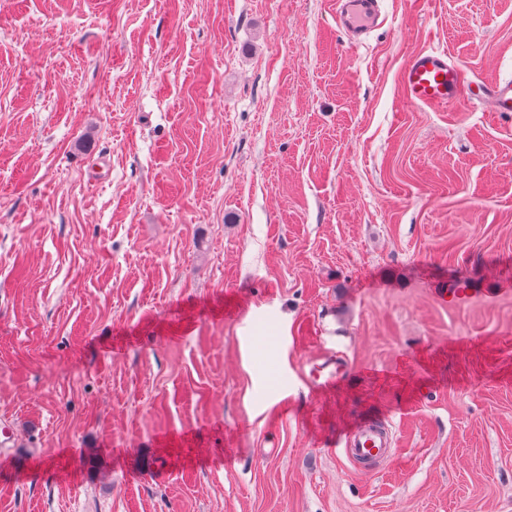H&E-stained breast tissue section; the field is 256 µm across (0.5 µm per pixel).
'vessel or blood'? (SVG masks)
Returning <instances> with one entry per match:
<instances>
[{
	"instance_id": "vessel-or-blood-1",
	"label": "vessel or blood",
	"mask_w": 512,
	"mask_h": 512,
	"mask_svg": "<svg viewBox=\"0 0 512 512\" xmlns=\"http://www.w3.org/2000/svg\"><path fill=\"white\" fill-rule=\"evenodd\" d=\"M379 0H336V21L352 39H360L375 24ZM401 84L409 100L418 105L450 104L465 94L463 70L446 52L425 50L413 54L401 72ZM479 103L492 112L512 114V77L482 84ZM351 370L344 359H337L332 369L311 370L307 382L315 389L327 387ZM389 441L373 425L358 428L345 444L352 458L381 459L388 454Z\"/></svg>"
}]
</instances>
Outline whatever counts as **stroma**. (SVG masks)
<instances>
[{
	"mask_svg": "<svg viewBox=\"0 0 512 512\" xmlns=\"http://www.w3.org/2000/svg\"><path fill=\"white\" fill-rule=\"evenodd\" d=\"M381 10L0 0V512H512V0ZM378 0H337L336 22L358 44L360 37L375 24L378 16ZM400 79L414 104H450L465 96L461 65L450 60L445 51L425 50L413 54ZM479 104L490 112H508L512 114V77L498 78L480 87ZM333 366L327 374H324V370ZM351 370L350 365L343 358L336 356V362L334 359L325 360L322 364L318 365L317 368L310 371L307 377L308 384L315 389L325 388L333 384L348 374ZM388 439L371 424L358 428L345 443V451L354 459H382L388 454Z\"/></svg>",
	"mask_w": 512,
	"mask_h": 512,
	"instance_id": "35a3bbf8",
	"label": "stroma"
}]
</instances>
